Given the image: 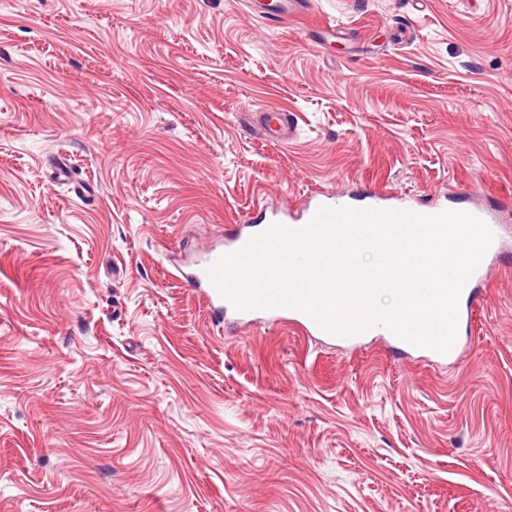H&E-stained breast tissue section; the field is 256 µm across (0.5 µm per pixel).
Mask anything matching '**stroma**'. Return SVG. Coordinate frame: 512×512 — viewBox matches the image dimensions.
Instances as JSON below:
<instances>
[{"instance_id":"35a3bbf8","label":"stroma","mask_w":512,"mask_h":512,"mask_svg":"<svg viewBox=\"0 0 512 512\" xmlns=\"http://www.w3.org/2000/svg\"><path fill=\"white\" fill-rule=\"evenodd\" d=\"M378 191L512 226V0H0V512H512V237L453 364L180 276ZM260 115H264L265 130L278 136L288 135V141L298 126V116L295 113H286L274 108L263 109ZM340 208V207H349L354 209H381V210H408L413 211L415 213L433 216L437 215L446 210L452 211H461L470 213L482 221H484L488 227L491 229L494 235V239L490 247L487 249L484 254L480 264L475 269V271L468 278L465 283L462 292L459 297V303L461 300H466L467 302H475L478 299L479 293L477 290V284L486 279V275L488 272V261L490 257L498 254L504 243L505 235L507 233V229L503 224L497 223V221L490 216L487 212L482 209L475 207H457V208H436V207H428L421 208L415 207L412 205L402 206L396 209L389 208L379 202L370 203V204H352L345 203L341 205H336L331 201L322 200L318 201L314 204L306 205L301 213L298 216H293L291 214L285 215L284 217L274 216L269 220V224H263L260 229L257 231L248 230L251 228V225L243 224L239 227L238 232L232 237V239L225 245L224 249L213 250L209 252L201 261L197 264L194 271L185 276V281L190 288H194L198 291L207 301L210 309L213 311L214 315L219 319V321L224 322V315L227 313L233 314L240 321L251 322L255 319H263L265 321L271 322H279L282 324H289L290 326H299L306 334L311 336H323L327 337L331 340L340 339L347 342H357L358 340L368 337V336H381L385 335L388 337L392 343L400 349H415L424 353L431 355L432 357L438 360H448L452 359L458 350L459 343L458 337L450 349L449 352L442 354L435 350L423 347H417L412 345L399 337H397L391 330L383 326H375L363 333L355 334L349 337H340L328 333L321 329L316 322L301 312L298 309L291 307H274L268 309H252L247 311H238L236 310L230 301L223 296L218 287L212 281L209 275V269L216 264L220 258L227 254L236 253L242 250L248 242L254 236L266 231L272 224L279 223L290 229H300L308 225L312 219L317 214L320 208ZM458 303V322L462 317V313L459 310ZM457 322V327H458Z\"/></svg>"}]
</instances>
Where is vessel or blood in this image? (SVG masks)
I'll use <instances>...</instances> for the list:
<instances>
[{
    "label": "vessel or blood",
    "instance_id": "b4317fda",
    "mask_svg": "<svg viewBox=\"0 0 512 512\" xmlns=\"http://www.w3.org/2000/svg\"><path fill=\"white\" fill-rule=\"evenodd\" d=\"M263 115L265 126L270 133L278 136H290L293 135L297 129L298 117L296 114L267 108L264 109ZM473 214L482 221H485L494 235L493 242L486 251L488 259V257L494 256L501 251L507 229L504 225L497 223L492 216H489V214L482 209H474ZM253 236V231L248 230L247 226H240L237 233L225 245L224 249L209 252L197 264L194 271L186 275L185 281L187 285L194 288L205 298L216 317L221 318L227 315V313L232 312L235 313L237 319L241 321L250 322L256 319H263L300 327L306 334L311 336L321 335L322 330L316 322L311 317L295 308L274 307L240 312L235 311L230 301L223 296L212 281L209 275L210 268L216 264L224 254H232L242 250ZM487 259L486 261L480 262L478 267L468 278L460 294L461 299L469 302L477 301L479 296L477 285L479 282L485 280L489 268Z\"/></svg>",
    "mask_w": 512,
    "mask_h": 512
}]
</instances>
